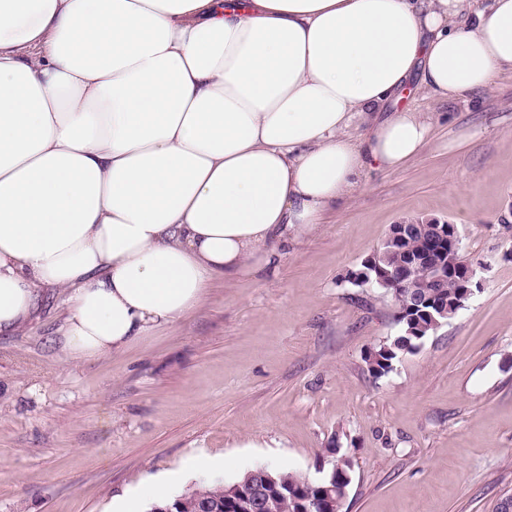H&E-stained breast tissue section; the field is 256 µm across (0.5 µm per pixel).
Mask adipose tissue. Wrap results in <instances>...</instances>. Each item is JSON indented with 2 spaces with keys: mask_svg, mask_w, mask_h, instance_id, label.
Masks as SVG:
<instances>
[{
  "mask_svg": "<svg viewBox=\"0 0 512 512\" xmlns=\"http://www.w3.org/2000/svg\"><path fill=\"white\" fill-rule=\"evenodd\" d=\"M0 0V336L46 292L74 359L272 263L439 99L512 68V0Z\"/></svg>",
  "mask_w": 512,
  "mask_h": 512,
  "instance_id": "ef3b65f1",
  "label": "adipose tissue"
}]
</instances>
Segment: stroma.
<instances>
[{"mask_svg":"<svg viewBox=\"0 0 512 512\" xmlns=\"http://www.w3.org/2000/svg\"><path fill=\"white\" fill-rule=\"evenodd\" d=\"M403 103L436 115L415 160L366 171L274 266L216 278L175 324L74 360L51 297L0 337V512H110L155 478L180 494L259 466L318 479L337 457L342 512H495L512 493V69L466 100ZM415 218L457 225L482 288L377 377L363 356L398 335L395 307L347 276Z\"/></svg>","mask_w":512,"mask_h":512,"instance_id":"stroma-1","label":"stroma"}]
</instances>
